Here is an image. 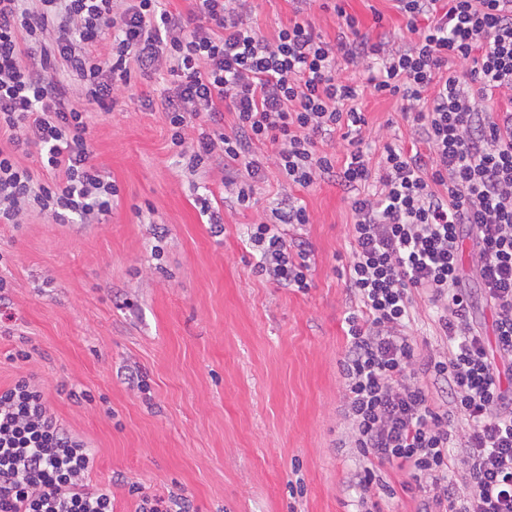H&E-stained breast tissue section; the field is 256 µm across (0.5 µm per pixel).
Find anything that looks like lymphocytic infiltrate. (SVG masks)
I'll list each match as a JSON object with an SVG mask.
<instances>
[{
  "label": "lymphocytic infiltrate",
  "instance_id": "f902f5d3",
  "mask_svg": "<svg viewBox=\"0 0 512 512\" xmlns=\"http://www.w3.org/2000/svg\"><path fill=\"white\" fill-rule=\"evenodd\" d=\"M27 2L0 0V224L110 214L118 188L90 162L86 108L109 111L134 79L169 73L171 145L188 171L223 165L222 191L241 208L265 179L269 144L288 184L333 177L349 193L342 274L355 305L339 368L360 512L393 496L387 465L408 469L400 488L416 512H512V0H395L401 49L342 10L337 38H323L309 10L330 0H292L271 39L246 21L249 0H189L184 15L161 0ZM342 62L368 69L366 87L342 77ZM367 93L400 102L415 150L390 144L375 163L360 148ZM339 130L341 165L318 147ZM32 153L40 172L18 162ZM310 221L291 197L251 225L260 276L308 288L311 245L287 227ZM421 300L448 341L426 355L408 332ZM480 303L494 312L489 337L474 323ZM93 466L34 376L0 386V512H114Z\"/></svg>",
  "mask_w": 512,
  "mask_h": 512
}]
</instances>
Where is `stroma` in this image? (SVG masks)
<instances>
[{"instance_id":"obj_1","label":"stroma","mask_w":512,"mask_h":512,"mask_svg":"<svg viewBox=\"0 0 512 512\" xmlns=\"http://www.w3.org/2000/svg\"><path fill=\"white\" fill-rule=\"evenodd\" d=\"M361 33L402 39L393 0H339ZM382 21H375V14ZM169 75L141 82L111 112L91 108L93 164L119 189L97 224L40 216L0 225V277L29 359L0 339V384L40 380L53 412L95 454L93 478L130 512L120 473L144 492L186 497L192 512H354L358 462L341 447L345 319L353 299L339 273L351 250L346 194L324 180L290 190L272 146L252 208L224 204L210 235L195 206L219 171L185 172L155 102ZM362 148L379 159L410 147V125L390 97L365 95ZM311 215L289 235L312 246L308 291L259 276L249 226L289 193ZM165 230L156 241L157 230ZM143 375L148 389L127 381ZM89 390L77 404L68 386Z\"/></svg>"}]
</instances>
